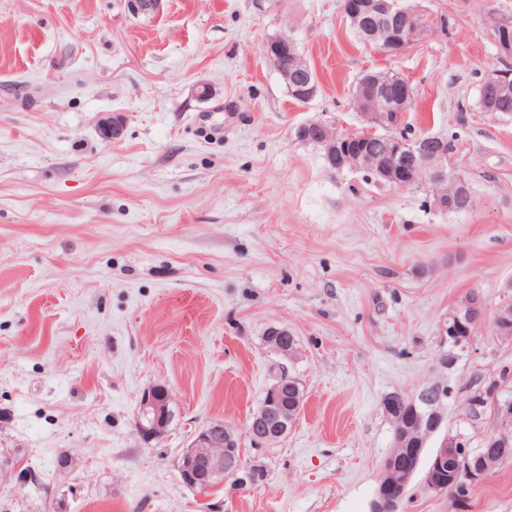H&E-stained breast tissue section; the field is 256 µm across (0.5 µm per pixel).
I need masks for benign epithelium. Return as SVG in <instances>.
<instances>
[{
	"label": "benign epithelium",
	"mask_w": 512,
	"mask_h": 512,
	"mask_svg": "<svg viewBox=\"0 0 512 512\" xmlns=\"http://www.w3.org/2000/svg\"><path fill=\"white\" fill-rule=\"evenodd\" d=\"M372 6L375 7L373 20L376 21V27L366 31L365 35L372 40L383 38V43L376 44V47L393 56L400 55L409 45L422 37L425 28L430 24V19L424 13H411L409 9L400 6L398 0H378L374 4L367 0H345L342 9L346 18L357 27L360 16ZM407 12L411 13L412 24L397 30L391 29L393 18ZM293 49L295 42L286 32L267 39L263 46L264 54L268 57L283 56ZM292 84L294 92L306 102L313 100L317 95V89L311 85V79L308 77L296 76ZM371 96L382 103V111L366 112L364 116L372 126L386 129L399 122L411 96V90L405 87L402 93L395 94L390 86L377 83L371 87ZM297 137L303 142L319 145L324 162L330 168L365 172L369 178L380 184L403 186L416 179L425 185L448 182V153L443 151L434 137L405 141L398 137H383L382 151L392 158L402 156L401 161L397 163L391 161L384 164L373 163L371 155L350 146L352 141L377 138L374 131L357 138H346L338 135L335 125L316 121L300 125ZM429 196L433 207L447 214L461 209V203L467 200L468 190L466 184L460 181L447 191L435 190L429 193ZM479 306V298L470 296L449 311L448 317L439 324V367L443 371H451L459 359V354L473 348L471 326L476 321ZM493 322L499 335L511 336L512 307L499 308ZM290 335L291 332L287 328L279 326H271L265 333L271 351L283 359H288L294 354L288 346ZM287 387L288 368L283 365L247 423L245 435L251 447L264 448L270 442L286 437L292 429L299 409L290 411L288 404L283 402L282 396ZM452 399L454 388L447 379L430 382L406 398L395 394L384 398L383 408L387 416H393L401 404L413 416L409 431L405 432L404 436L414 435L415 446L409 448L403 455L401 481L392 486L383 480L380 481L371 512H397L406 489L421 463L423 445L444 428L445 410L448 401ZM173 418L169 389L163 384H156L141 398L135 429L141 440L149 444L168 432ZM241 453L240 438L224 426V423H212L198 431L190 445L183 450L178 464L180 478L190 489L200 493L210 492L223 486L224 481L230 478L226 462ZM462 456L470 457V449L458 439L445 436L440 447L431 456L425 472V486L444 491L446 486L436 483L437 474L448 464V460L456 461ZM477 460V464L468 462L465 467V478L472 482L482 478L488 470L484 455H478Z\"/></svg>",
	"instance_id": "obj_1"
}]
</instances>
